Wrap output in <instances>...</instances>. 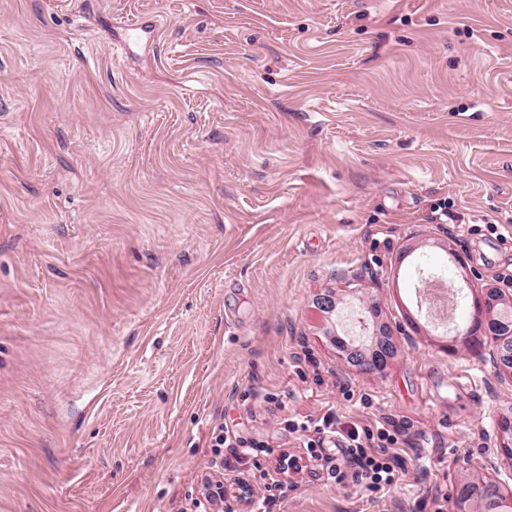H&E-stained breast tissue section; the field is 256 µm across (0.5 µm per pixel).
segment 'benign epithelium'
<instances>
[{"instance_id":"1","label":"benign epithelium","mask_w":512,"mask_h":512,"mask_svg":"<svg viewBox=\"0 0 512 512\" xmlns=\"http://www.w3.org/2000/svg\"><path fill=\"white\" fill-rule=\"evenodd\" d=\"M376 307L368 310V315L359 319L366 335L379 343V351L374 355L364 353L361 344L338 336L335 345L347 366L356 373H374L384 369L388 360L396 351V345L388 326L378 321ZM472 326L483 331L490 339L492 349L489 359L495 369L512 377V295H506L501 289L489 287L475 300ZM500 448L504 455L512 459V416L504 415L497 422ZM488 481L472 480L460 484L455 503V512H512V492L499 491L494 498V507H487Z\"/></svg>"}]
</instances>
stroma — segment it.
I'll list each match as a JSON object with an SVG mask.
<instances>
[{"label": "stroma", "instance_id": "obj_1", "mask_svg": "<svg viewBox=\"0 0 512 512\" xmlns=\"http://www.w3.org/2000/svg\"><path fill=\"white\" fill-rule=\"evenodd\" d=\"M490 285L512 0H0V512H180L220 425L268 448L245 478L273 512L512 491V377L445 349ZM370 305L398 350L355 375L333 339ZM328 413L402 423L396 486L277 472Z\"/></svg>", "mask_w": 512, "mask_h": 512}]
</instances>
